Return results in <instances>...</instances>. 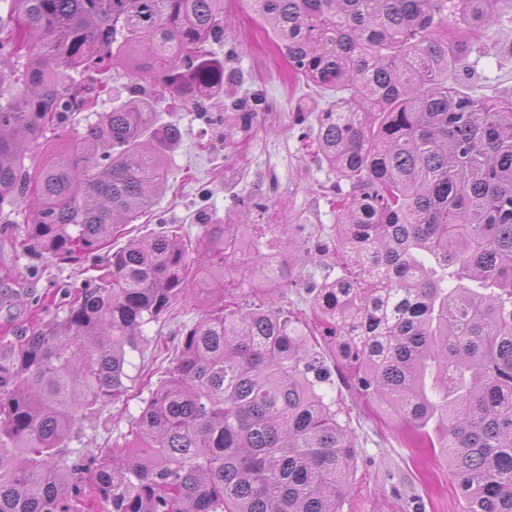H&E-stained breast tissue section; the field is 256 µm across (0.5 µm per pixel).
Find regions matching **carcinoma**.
I'll use <instances>...</instances> for the list:
<instances>
[{
	"label": "carcinoma",
	"instance_id": "obj_1",
	"mask_svg": "<svg viewBox=\"0 0 512 512\" xmlns=\"http://www.w3.org/2000/svg\"><path fill=\"white\" fill-rule=\"evenodd\" d=\"M0 19V215L16 249L96 257L168 185L182 137L155 105L224 96V0H8ZM295 78L338 92L317 151L338 190L336 278L309 286L319 335L360 397L439 450L463 512H512V97L448 81L512 0H247ZM71 150L26 164L90 112ZM224 284L246 232L203 224ZM177 226L129 240L65 312L0 358V512H342L356 445L330 371L275 301L211 304L132 423L134 445L66 453L128 392L127 350L190 292ZM255 273L281 288L289 264Z\"/></svg>",
	"mask_w": 512,
	"mask_h": 512
}]
</instances>
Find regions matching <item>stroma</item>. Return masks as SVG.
I'll list each match as a JSON object with an SVG mask.
<instances>
[{
    "mask_svg": "<svg viewBox=\"0 0 512 512\" xmlns=\"http://www.w3.org/2000/svg\"><path fill=\"white\" fill-rule=\"evenodd\" d=\"M511 46L512 29L487 30L473 54L475 66L461 72L467 88L512 95ZM212 50L223 58L224 74L233 83L223 102L204 99L171 114L183 138L169 151V187L126 230L139 237L161 224H179L194 239L202 224L247 221L243 257L227 260L226 296L243 306L272 296L294 315L310 317L309 285L336 275L316 252L319 244L330 242L336 222V176L314 142L317 110L331 94L292 77L275 36L251 15L246 0H224V39ZM286 224L294 227L295 285L271 295L242 273L255 253L282 252ZM16 233L15 225L0 223V356L60 314V307L42 306L40 298L64 284L82 285L87 277L81 258L57 262L41 252L16 256ZM208 297V291H197L145 326L143 344L127 356L132 378L127 396L86 414L69 451L129 443L130 425L169 367L181 329L199 319ZM321 354L332 373L325 391L341 400L356 442L357 469L343 512H461L440 454L423 447L407 426L380 419L350 385L333 352L325 348Z\"/></svg>",
    "mask_w": 512,
    "mask_h": 512,
    "instance_id": "stroma-1",
    "label": "stroma"
}]
</instances>
